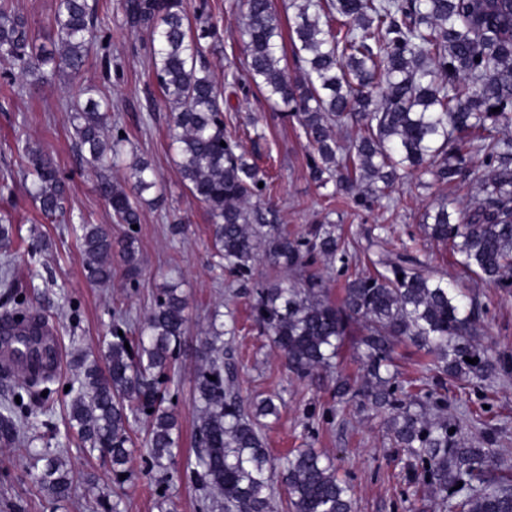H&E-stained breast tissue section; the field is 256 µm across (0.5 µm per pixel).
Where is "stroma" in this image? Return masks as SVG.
Returning a JSON list of instances; mask_svg holds the SVG:
<instances>
[{"label":"stroma","mask_w":512,"mask_h":512,"mask_svg":"<svg viewBox=\"0 0 512 512\" xmlns=\"http://www.w3.org/2000/svg\"><path fill=\"white\" fill-rule=\"evenodd\" d=\"M27 20L38 43L54 40L52 20L58 0H8ZM217 37L201 42L203 59L224 87V128L239 141L250 161L272 177L263 197L296 238H309L319 224L339 225L342 234L359 248L378 257L369 240L379 224L391 227L394 242L416 239L430 268L456 278L476 294L486 311L481 321V341L490 355H512V288L487 285L464 274L447 247L427 239L421 230V215L427 204L449 193L447 185L430 176L413 174L400 180L388 206L359 211L340 197L327 196L317 188L308 169V143L295 118L274 109L256 88L234 84L232 72L241 68L246 45L236 30L244 10L242 0H208ZM98 19L112 43V78L103 80L97 59L77 72L60 73L48 85H31L22 78L0 77V175L19 171L18 141L24 140L49 152L68 179L64 220L45 218L21 179L0 185V216H8L15 228L13 249L17 282L30 308L40 310L55 330L59 351L56 370L59 393L53 396V418L62 422L67 398L62 391L72 375L71 360L80 354L97 357L112 327L113 311L128 310L143 315L159 293L165 279L180 278L188 298L187 333L180 355V376L169 392L181 427L184 455L193 452V434L199 411L193 401L192 377L198 366L196 339L203 335L213 311L233 312L234 334L225 335L236 366L243 395L263 397L279 394L284 405L280 415L268 419L262 433L269 453L314 447L329 456L341 479L352 488V512H448L441 495H414L408 482L410 466L393 448L384 415L357 402L338 405L329 379H300L290 373L282 357L268 342L251 313V285L242 284L216 266L212 256L210 220L203 204L190 195L180 181L177 157L169 145V110L156 95L152 78L150 43L146 34L125 26L119 0H98ZM93 88L96 99L108 102L113 119L128 136L126 152L148 159L160 176L158 201L142 204L136 231L140 275L137 288H129L120 259H113L112 281L89 282L84 273L80 227L108 224L121 234L111 209L98 191V172L82 159L75 146L69 104ZM182 225L173 234L172 225ZM46 248L47 263H30L25 253L32 239ZM449 424L465 439L489 449L499 468L512 475V373L496 376L491 383L469 385L447 379ZM0 462L14 471L9 488L12 500L26 504L27 512H94L98 497L120 491L125 512H161L159 504L173 502L176 512H199L197 497L188 481L171 484L158 474L146 472L141 459L130 465L133 477L122 485L112 481L109 458L83 456L72 450L71 467L76 476L69 500L48 504L32 491L21 475L28 463L25 445L0 443ZM95 471L97 486L82 476Z\"/></svg>","instance_id":"obj_1"}]
</instances>
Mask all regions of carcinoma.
Instances as JSON below:
<instances>
[{"mask_svg":"<svg viewBox=\"0 0 512 512\" xmlns=\"http://www.w3.org/2000/svg\"><path fill=\"white\" fill-rule=\"evenodd\" d=\"M288 8L294 10L296 74L283 65L284 35L273 0H246L239 34L248 49L249 83L296 118L312 146V180L320 187L333 184L361 210L389 197L401 169L421 168L456 192L476 190L474 206L454 222L443 202L425 212V237L448 244L465 271L512 288V0H494L490 7L486 0H288ZM96 10L95 0H58L49 49L36 45L23 17L0 4L5 73L47 84L60 71L81 70L94 45L108 63L111 37L96 25ZM122 10L129 28L149 33L152 75L171 114L169 137L181 179L211 219L217 266L238 278L252 276L259 264L267 269L268 280L253 288L251 310L288 369L300 378L330 369L360 329L362 380L354 386L336 378L334 398H358L388 415L395 447L414 460V493H446L458 485V512H512V484L488 476L487 449L468 446L458 430L449 433L444 414V377L482 383L512 367L511 356L492 358L478 342L476 299L435 276L417 248L404 244L379 268L348 279L340 302L332 301L318 260L347 269L357 252L334 224L316 225L304 241L292 237L261 203L265 188L258 183L265 176L224 133V90L200 55V40L212 31L192 32L184 0H122ZM348 121L360 132L341 141L333 128ZM71 122L78 150L101 173L100 195L126 226L114 237L110 225H81L86 276L94 284L111 282L117 255L134 287L140 260L133 226L140 223L143 194L157 187L156 173L148 161L133 159L130 196L106 175L127 141L122 128L92 98L71 105ZM21 151V173L31 179L40 210L64 216L67 185L54 159L28 143ZM13 231L0 224V288L15 300V322L23 326L16 355L29 359L32 369L19 377L21 390L0 398V439L31 445L38 425L61 437L55 448L31 449L25 471L51 503L74 490L65 456L73 446L110 458L120 484L121 475H133L129 463L137 450L148 470L172 478L180 434L167 384L177 375L186 333L183 291L172 284L161 289L134 325L116 317L101 355L76 359L62 432L50 418L55 370L39 368L44 358L57 361L58 351L43 344L30 323L35 312L18 299ZM400 339L424 354L412 402L390 373ZM198 358L193 382L199 420L186 473L200 493V512L219 506L224 512H274L275 467L258 418L276 415L278 406L271 396L246 406L235 365L224 357V324L211 320ZM142 415L149 427L138 449L131 432ZM282 468L294 512H351L348 486L315 449L287 455Z\"/></svg>","mask_w":512,"mask_h":512,"instance_id":"carcinoma-1","label":"carcinoma"}]
</instances>
